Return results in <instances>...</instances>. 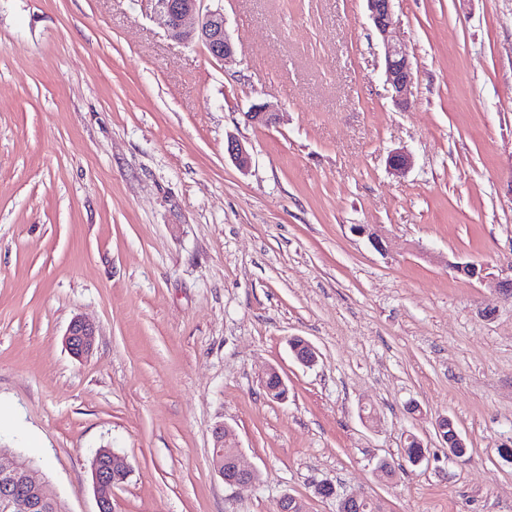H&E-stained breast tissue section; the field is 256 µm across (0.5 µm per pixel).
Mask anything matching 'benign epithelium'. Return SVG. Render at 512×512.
I'll use <instances>...</instances> for the list:
<instances>
[{
	"label": "benign epithelium",
	"mask_w": 512,
	"mask_h": 512,
	"mask_svg": "<svg viewBox=\"0 0 512 512\" xmlns=\"http://www.w3.org/2000/svg\"><path fill=\"white\" fill-rule=\"evenodd\" d=\"M154 13L161 19L170 37L177 41L202 44L216 60L228 62L234 57V46L226 29L224 9H205L204 0H152ZM370 19L374 29L384 46L385 82L391 90L394 105L398 108L407 106L412 93L413 72L410 57L396 35L394 20V0H366ZM245 121L254 126L269 127L280 122V114L271 112L263 103H255L243 113ZM225 153L239 168L246 169L250 165V154L245 145L238 139L230 137L225 143ZM411 156L404 151H396L389 158L391 171L401 173L411 167ZM453 268L471 280L481 283L492 282L498 293L512 299V275L496 274L487 264L456 263ZM96 330L94 325L82 318H74L64 337L66 347L71 354L82 358L90 354L95 343ZM295 360L306 367L316 364L318 352L307 341L293 348ZM262 388L267 397L283 400L287 397L288 386L284 377L275 367L267 369L262 379ZM440 439L448 443L449 453L456 457L459 450L465 447V441L447 416H442L436 423ZM233 442V451L224 454V469L218 474L230 486L252 485L260 480L259 472L245 465L234 430L218 423L213 428V447L227 448V442ZM92 483L97 501L98 512H115L113 504L114 489L123 483L129 468L122 457L109 448H101L92 460ZM24 475L34 487L35 495H18L11 490L18 475ZM366 499L374 507V512H383L381 504L361 491L351 492L338 497V509L344 510ZM0 501L6 504L11 512H36L43 505L53 502L37 480L34 464L31 460L9 452L0 453ZM278 512H307L306 503L288 493L279 499Z\"/></svg>",
	"instance_id": "7a95c632"
}]
</instances>
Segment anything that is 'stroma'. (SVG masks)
Segmentation results:
<instances>
[{
  "mask_svg": "<svg viewBox=\"0 0 512 512\" xmlns=\"http://www.w3.org/2000/svg\"><path fill=\"white\" fill-rule=\"evenodd\" d=\"M223 6L228 65L151 0H0V445L66 512H97L100 448L130 470L117 512H277L285 493L336 512L322 482L387 512H512V300L452 269H512V0H395L404 109L366 0ZM256 102L281 122L246 123ZM220 422L258 485L213 468ZM64 336L65 345L71 354L82 358L92 352L96 330L90 321L76 317L71 321ZM261 385L267 397L271 399L284 400L287 397L288 386L276 367L267 369ZM436 429L440 439L448 443V451L453 457H457L460 448L465 447V441L454 426V422L447 416H442L436 423Z\"/></svg>",
  "mask_w": 512,
  "mask_h": 512,
  "instance_id": "1",
  "label": "stroma"
}]
</instances>
